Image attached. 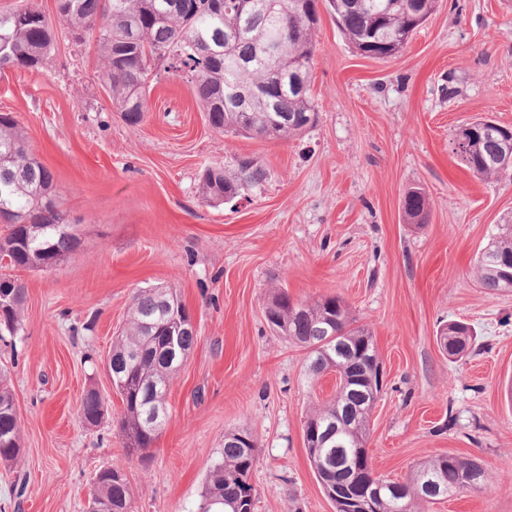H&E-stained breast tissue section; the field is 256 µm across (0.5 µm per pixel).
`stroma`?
<instances>
[{
	"instance_id": "35a3bbf8",
	"label": "stroma",
	"mask_w": 512,
	"mask_h": 512,
	"mask_svg": "<svg viewBox=\"0 0 512 512\" xmlns=\"http://www.w3.org/2000/svg\"><path fill=\"white\" fill-rule=\"evenodd\" d=\"M311 70L316 125L285 141L209 127L185 74L156 64L147 116L127 125L99 73L93 40L58 29L39 71L0 74V113L14 116L81 246L43 271L16 270L24 328L0 338L22 448L0 462V512H87L94 477L126 473L133 512H196L225 435L259 446L256 512H335L310 466L302 427L336 391L310 379L306 352L264 317L272 287L292 298L337 296L373 336L384 385L366 448L377 476L408 477L441 455L479 461L478 491L421 512H512V291L489 293L474 261L512 215V175L481 181L453 151L463 121L512 126V0H440L396 57L360 56L320 10ZM250 157L269 180L234 203L199 196L203 170ZM429 221L405 222L410 188ZM172 289L198 324L170 387L169 420L143 456L128 455L123 404L104 367L141 288ZM469 324L475 347L449 359L441 324ZM106 414L88 426L86 389Z\"/></svg>"
}]
</instances>
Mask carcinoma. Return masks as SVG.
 I'll use <instances>...</instances> for the list:
<instances>
[{"instance_id": "carcinoma-1", "label": "carcinoma", "mask_w": 512, "mask_h": 512, "mask_svg": "<svg viewBox=\"0 0 512 512\" xmlns=\"http://www.w3.org/2000/svg\"><path fill=\"white\" fill-rule=\"evenodd\" d=\"M231 0H57L59 21L75 41L95 38L113 106L124 121L136 126L145 119L148 79L152 63L162 61L167 70L190 77L192 93L205 112L209 126L219 132L272 141L286 140L311 128L317 110L310 93V72L317 48L318 0H251L253 11L242 13ZM330 11L348 42L361 55L386 60L396 56L435 10L437 0H328ZM56 35L46 15L29 3L0 12V73L9 68L38 69L55 50ZM273 89L271 100L257 101L243 112L225 96ZM295 115L300 121L286 127L280 116ZM512 156V128L486 127L481 137L457 153L461 163L482 181L505 177L500 160ZM267 169L249 157H241L227 169L216 165L200 177L202 201L220 205L227 195L238 197L269 179ZM404 218L421 227L428 221V197L415 187L403 198ZM0 218L8 232L0 238V260L6 268L41 270L54 257L70 258L80 238L56 193L54 173L31 153L17 121L0 114ZM476 275L482 287L495 293L502 289V271L512 268V216L496 225L479 254ZM25 286L18 284L11 303L0 306V337L15 335L24 327ZM288 293L271 292L266 303L268 321L279 335L311 349L307 370L316 379L330 366L322 350L341 339L354 350L368 347V357L358 366L361 376L376 373L371 359L374 343L370 332L354 326L349 307L338 296L287 305ZM187 311L176 293L164 288H141L132 297L129 318L112 341V385L124 406L120 428L130 455L152 447L166 422L154 421L152 404L169 390L180 367L171 362L160 344L159 327L170 316ZM338 337H332V333ZM104 400L95 389L85 392L80 415L96 426L103 415ZM375 401L358 384L341 397L316 404L306 419L322 428L336 427L345 409L349 418L339 435L325 448L308 454L324 494L336 478L342 461L365 467V443ZM21 428L14 412L11 390L0 379V460L16 462L21 452ZM253 453L239 446L237 433L224 436V448L205 481L199 512H236L237 481L252 469ZM484 468L474 460L455 455L440 456L414 467L408 478L396 482L399 494L384 493L373 512H418L420 503L433 499L423 484L433 481L448 487L452 497L479 490L486 483ZM93 497L112 502V512H131L132 490L125 472L112 468L94 483Z\"/></svg>"}]
</instances>
